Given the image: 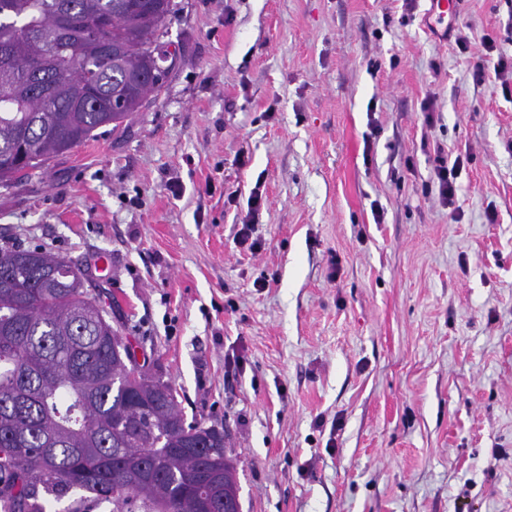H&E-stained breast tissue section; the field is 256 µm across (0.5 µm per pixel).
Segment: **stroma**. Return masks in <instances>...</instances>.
<instances>
[{"label": "stroma", "instance_id": "35a3bbf8", "mask_svg": "<svg viewBox=\"0 0 512 512\" xmlns=\"http://www.w3.org/2000/svg\"><path fill=\"white\" fill-rule=\"evenodd\" d=\"M176 3L159 96L0 187V246L88 266L242 512H512V0L467 53L428 0ZM469 158L457 154L453 162L449 165L445 160H440V164L434 169L435 178L438 183L439 195L448 205L453 203V197L456 191V180L461 169L464 167L465 161Z\"/></svg>", "mask_w": 512, "mask_h": 512}]
</instances>
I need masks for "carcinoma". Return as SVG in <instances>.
Here are the masks:
<instances>
[{"label": "carcinoma", "mask_w": 512, "mask_h": 512, "mask_svg": "<svg viewBox=\"0 0 512 512\" xmlns=\"http://www.w3.org/2000/svg\"><path fill=\"white\" fill-rule=\"evenodd\" d=\"M174 0H0V185L117 128L159 94ZM87 272L0 247V512L80 490L112 512H224V430L186 423L176 388L128 364Z\"/></svg>", "instance_id": "1"}]
</instances>
